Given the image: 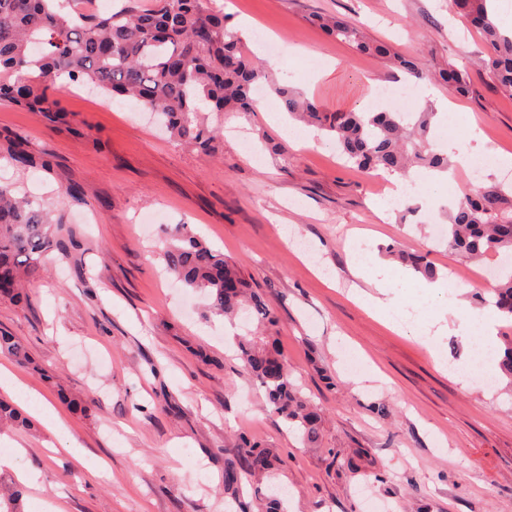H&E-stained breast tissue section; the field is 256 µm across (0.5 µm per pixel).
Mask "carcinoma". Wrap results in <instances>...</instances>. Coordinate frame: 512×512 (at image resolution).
Here are the masks:
<instances>
[{"mask_svg":"<svg viewBox=\"0 0 512 512\" xmlns=\"http://www.w3.org/2000/svg\"><path fill=\"white\" fill-rule=\"evenodd\" d=\"M90 0H0V98L61 119L48 90L89 82L111 97L130 98L157 110L172 136L206 155L223 151L222 130L209 113L253 112L255 86L266 82L288 115L331 138L336 149L366 171L409 175L413 167L448 169V155L433 143L434 112H328L287 85L269 81L262 61L229 30L224 10L214 0H152L140 10L124 8L99 15ZM456 12L486 45L485 57L437 74L420 69L383 43L371 40L355 22L321 17L316 25L330 38L359 55L383 58L416 80L438 79L448 92L480 96L471 72L485 73L496 88L512 93V37L502 31L487 0H452ZM18 170L46 167L48 159L18 142L8 151ZM444 241L451 253L481 261L492 253L512 251V184L482 182L465 191L448 212ZM75 245L61 220L53 221L43 205L16 195V186L0 180V297L20 301L27 268L57 251L68 255ZM392 259L427 278L437 269L421 254L399 247ZM162 258L166 270L185 287L208 300L218 317L249 311L260 327L274 324L269 305L253 291L224 255L211 249L185 224L166 229ZM492 304L512 320V272L498 274ZM243 369L265 388L268 403L305 441L317 438L322 416L290 380L286 360L270 336H239L235 342ZM500 367L512 382V336L502 337ZM0 354L30 363L26 347L0 334ZM24 428L19 410L0 399V427ZM240 452L224 461V490L235 491L250 474H273L283 460L256 442L240 440ZM23 490L0 481V512H23Z\"/></svg>","mask_w":512,"mask_h":512,"instance_id":"carcinoma-1","label":"carcinoma"}]
</instances>
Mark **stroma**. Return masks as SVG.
<instances>
[{
    "label": "stroma",
    "mask_w": 512,
    "mask_h": 512,
    "mask_svg": "<svg viewBox=\"0 0 512 512\" xmlns=\"http://www.w3.org/2000/svg\"><path fill=\"white\" fill-rule=\"evenodd\" d=\"M222 2L284 44L274 77L292 75L294 88L330 112L365 109L368 82L411 78L330 39L313 16L351 19L431 70L485 52L451 0ZM59 99L68 118L57 122L0 102V177L58 207L79 243L72 259L47 257L28 275L26 302L0 301V331L33 358L20 365L0 356V365L49 403L83 449L73 455L22 406L30 428L0 440L22 444V466L40 473L25 512H254L278 488L290 494L287 512H370L373 499L390 512H512V390L497 368L465 383L435 367L473 368L512 321L487 344L450 334L430 353L351 298L358 279L348 241L359 237L382 261L395 245L426 253L440 276L464 286L512 254L478 265L449 253L433 236L441 208L418 186L377 213L371 203L387 180L345 164L325 137L286 158L272 153L282 133L271 113L215 117L224 128L217 158L91 86L72 84ZM451 99L448 136L464 140L475 129L480 154H512V96L486 85L480 100ZM17 137L49 154L51 168L16 173L4 154ZM75 185L83 204L67 201ZM170 224L189 225L223 253L275 313L270 334L291 379L323 415L315 443L303 444L272 411L207 300L164 272L157 254ZM368 366L381 379L363 378ZM68 396L92 405L72 410ZM243 437L288 465L275 478L244 479L234 502L224 494V461ZM87 457L104 461V477L88 475Z\"/></svg>",
    "instance_id": "obj_1"
}]
</instances>
